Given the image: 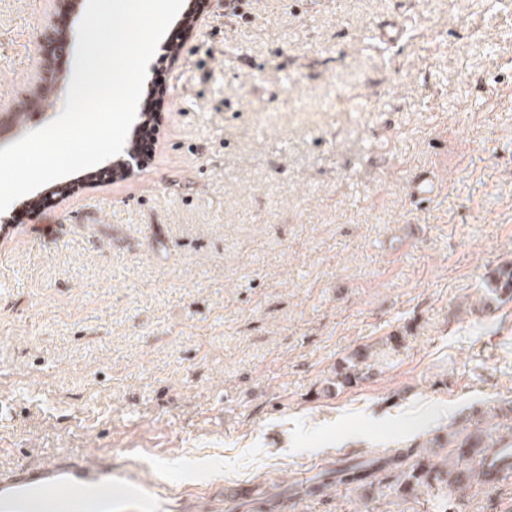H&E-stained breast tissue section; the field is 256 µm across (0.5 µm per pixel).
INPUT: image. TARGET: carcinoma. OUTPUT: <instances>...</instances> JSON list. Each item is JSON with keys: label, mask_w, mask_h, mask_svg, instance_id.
<instances>
[{"label": "carcinoma", "mask_w": 512, "mask_h": 512, "mask_svg": "<svg viewBox=\"0 0 512 512\" xmlns=\"http://www.w3.org/2000/svg\"><path fill=\"white\" fill-rule=\"evenodd\" d=\"M487 289L492 300L502 304L512 301V263L494 271L487 282ZM372 356H377V352L357 354L353 361L341 365L336 372L337 382L348 385L363 379L364 372L359 364ZM440 447L448 448L446 462L441 465L431 462L427 455L418 456L410 465L406 464L402 454L366 460L316 476L304 492L320 495L335 485L363 484L383 466L392 465L401 468L400 493L408 496L430 492L436 485L443 493L444 512H451L456 492L481 481L485 465L494 467L500 464L505 469L512 468V423L498 420V415L491 409L476 419L472 427L448 432Z\"/></svg>", "instance_id": "carcinoma-1"}]
</instances>
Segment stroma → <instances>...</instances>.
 Listing matches in <instances>:
<instances>
[{
	"instance_id": "stroma-1",
	"label": "stroma",
	"mask_w": 512,
	"mask_h": 512,
	"mask_svg": "<svg viewBox=\"0 0 512 512\" xmlns=\"http://www.w3.org/2000/svg\"><path fill=\"white\" fill-rule=\"evenodd\" d=\"M224 0L169 65L155 156L0 213V473L111 462L106 512H434L426 495L298 484L418 447L490 406L512 420V0ZM55 0H0V148ZM401 32L381 39L385 27ZM430 171L419 205L408 183ZM98 223L85 219L87 211ZM395 337L350 387L343 359ZM458 512H512V471ZM488 297L502 304L512 301V263L497 268L487 282Z\"/></svg>"
}]
</instances>
